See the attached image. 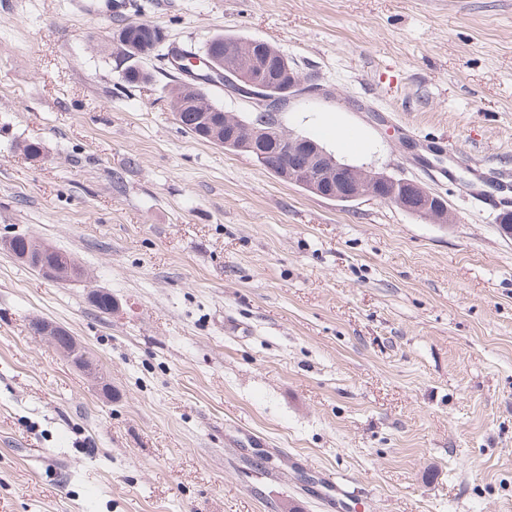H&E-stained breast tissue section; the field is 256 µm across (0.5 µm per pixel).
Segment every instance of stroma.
<instances>
[{"instance_id": "1", "label": "stroma", "mask_w": 512, "mask_h": 512, "mask_svg": "<svg viewBox=\"0 0 512 512\" xmlns=\"http://www.w3.org/2000/svg\"><path fill=\"white\" fill-rule=\"evenodd\" d=\"M112 2L0 0V238L90 274L0 249V512H512V0ZM121 17L274 46L310 86L284 127L452 223L193 138L174 70L121 84ZM36 240L37 239L33 238L32 236L18 234V235H15L12 237L11 244L13 245V249L15 251H19L22 253L17 254L11 250V247L9 245L10 240L4 241V242L1 241V249L3 248L10 253L13 252L12 255L16 259L21 260V261L28 260V253H25V252H29L31 254L32 258H36L38 260L37 262L42 265V267L36 266V268L38 269L39 274L44 279H47L50 281H58L61 277L66 276V274L70 272V269L64 268L66 264L64 265V264H59V263H61V262L64 263V262H68V261L70 262V265L72 266V275L69 279H66L63 281H69L72 279L80 278L82 268L75 262V260L72 257H70V255H68L66 252H63V251L56 249L52 246H50V248H51L50 250H44V251L38 252L33 249V247L36 246ZM55 264H59V265H55ZM46 265H51V266H46ZM40 334L44 336L54 347H60L61 339H66V347L73 351V354L81 356V360L78 361V366L86 370L87 372L94 373L95 366L91 360L86 356L83 347L76 341L73 336L67 332L66 329L49 321H40L38 323Z\"/></svg>"}]
</instances>
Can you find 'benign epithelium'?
Instances as JSON below:
<instances>
[{
  "label": "benign epithelium",
  "instance_id": "obj_1",
  "mask_svg": "<svg viewBox=\"0 0 512 512\" xmlns=\"http://www.w3.org/2000/svg\"><path fill=\"white\" fill-rule=\"evenodd\" d=\"M115 42L122 57L147 55V50L131 42L126 32L115 34ZM272 54L273 49L259 41L255 51L235 58L209 55L202 60L194 55H178L168 57V61L173 70L195 82L207 83L218 77L225 88L255 99L257 110L278 111L291 96L307 90V87L288 69L272 74V78L266 81L258 78L262 64ZM224 127L226 132L218 136L203 123L197 129V136L217 145H240L261 159L265 157L264 148L268 143L279 142L288 147V164L278 169L280 176L316 196L344 202L368 197L435 224L453 221L445 198L415 180L342 163L313 140L283 127L248 125L242 129L235 124V117L231 114L224 115ZM38 328L40 334L55 347L61 345V339H66V347L81 356L78 366L95 372V366L83 347L66 329L49 321L39 322Z\"/></svg>",
  "mask_w": 512,
  "mask_h": 512
}]
</instances>
